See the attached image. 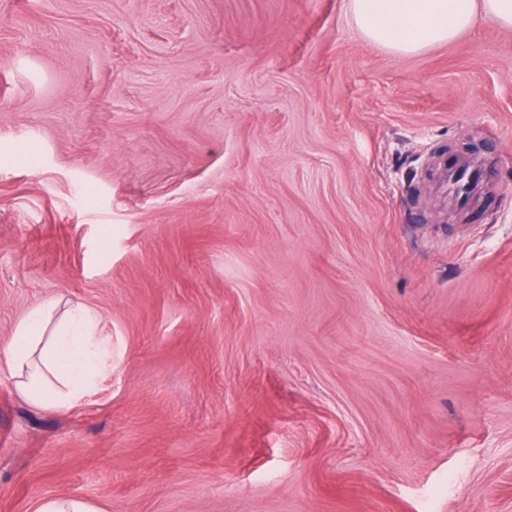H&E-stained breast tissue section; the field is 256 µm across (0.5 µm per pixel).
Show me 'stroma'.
<instances>
[{
	"label": "stroma",
	"mask_w": 512,
	"mask_h": 512,
	"mask_svg": "<svg viewBox=\"0 0 512 512\" xmlns=\"http://www.w3.org/2000/svg\"><path fill=\"white\" fill-rule=\"evenodd\" d=\"M350 0H0V512H512V29L395 56ZM499 160L459 216L428 167ZM4 353L18 389L36 407L70 409L103 368L95 314L63 300L32 310ZM35 512H100V510L81 498L55 497L42 500Z\"/></svg>",
	"instance_id": "obj_1"
}]
</instances>
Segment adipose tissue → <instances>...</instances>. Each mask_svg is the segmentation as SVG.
Returning <instances> with one entry per match:
<instances>
[{
    "label": "adipose tissue",
    "mask_w": 512,
    "mask_h": 512,
    "mask_svg": "<svg viewBox=\"0 0 512 512\" xmlns=\"http://www.w3.org/2000/svg\"><path fill=\"white\" fill-rule=\"evenodd\" d=\"M350 9L369 42L398 56L453 41L482 18L512 28V0H351ZM1 351L36 407L70 409L103 368L95 314L63 300L32 310Z\"/></svg>",
    "instance_id": "1"
}]
</instances>
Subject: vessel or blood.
<instances>
[{
    "mask_svg": "<svg viewBox=\"0 0 512 512\" xmlns=\"http://www.w3.org/2000/svg\"><path fill=\"white\" fill-rule=\"evenodd\" d=\"M495 170V160L484 152L457 154L449 158L431 190L448 209L468 210L485 197Z\"/></svg>",
    "mask_w": 512,
    "mask_h": 512,
    "instance_id": "obj_1",
    "label": "vessel or blood"
}]
</instances>
